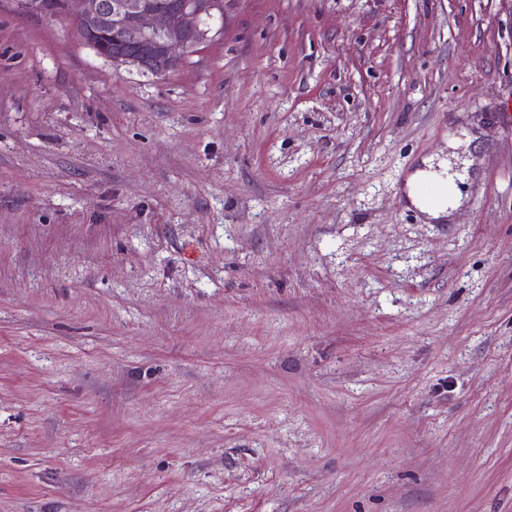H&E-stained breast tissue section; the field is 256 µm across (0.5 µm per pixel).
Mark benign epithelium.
<instances>
[{"label":"benign epithelium","mask_w":512,"mask_h":512,"mask_svg":"<svg viewBox=\"0 0 512 512\" xmlns=\"http://www.w3.org/2000/svg\"><path fill=\"white\" fill-rule=\"evenodd\" d=\"M15 5L55 17L45 0H15ZM64 9L94 52H99L101 34L113 38L112 51L102 58L116 69L166 75L178 71L188 52L208 40V21L224 16V0H175L164 8L151 0H66Z\"/></svg>","instance_id":"benign-epithelium-1"}]
</instances>
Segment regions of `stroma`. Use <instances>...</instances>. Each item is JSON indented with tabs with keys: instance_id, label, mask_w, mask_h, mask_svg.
<instances>
[{
	"instance_id": "35a3bbf8",
	"label": "stroma",
	"mask_w": 512,
	"mask_h": 512,
	"mask_svg": "<svg viewBox=\"0 0 512 512\" xmlns=\"http://www.w3.org/2000/svg\"><path fill=\"white\" fill-rule=\"evenodd\" d=\"M0 512H512V0H224L164 77L0 0ZM423 164L424 168L417 170L407 181L408 198L429 218H443L455 211L463 202L464 197L458 182L463 183L465 180L467 162L461 161L456 153H451L447 158L430 157L424 160ZM460 164L465 167L459 168ZM428 178L438 179L446 185V193L440 206L437 205L444 193V187L439 182L424 181L418 185L416 193L417 183ZM419 198L425 206L434 208H425Z\"/></svg>"
}]
</instances>
